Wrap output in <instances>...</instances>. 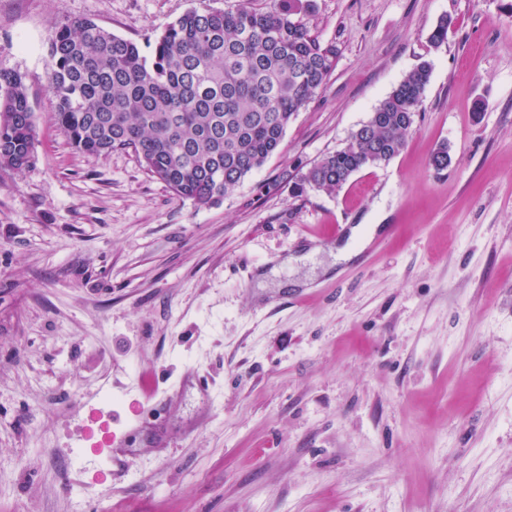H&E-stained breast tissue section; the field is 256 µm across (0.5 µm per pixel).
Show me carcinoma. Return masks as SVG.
I'll use <instances>...</instances> for the list:
<instances>
[{
	"instance_id": "carcinoma-1",
	"label": "carcinoma",
	"mask_w": 512,
	"mask_h": 512,
	"mask_svg": "<svg viewBox=\"0 0 512 512\" xmlns=\"http://www.w3.org/2000/svg\"><path fill=\"white\" fill-rule=\"evenodd\" d=\"M299 2L189 10L149 59L90 19L62 22L48 45L52 118L78 152L130 149L178 199L216 203L278 151L290 120L335 67L336 44L311 33ZM429 78L427 63L408 72L345 147L301 176L300 189L334 194L397 156ZM36 137L23 77L0 72V169L32 165Z\"/></svg>"
}]
</instances>
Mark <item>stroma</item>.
<instances>
[{
    "label": "stroma",
    "instance_id": "1",
    "mask_svg": "<svg viewBox=\"0 0 512 512\" xmlns=\"http://www.w3.org/2000/svg\"><path fill=\"white\" fill-rule=\"evenodd\" d=\"M239 3L0 0V71L37 129L33 165L0 170V512H512V0H312L336 67L212 205L132 151L71 147L48 89L60 21L148 55L188 10ZM424 61L403 150L294 194ZM340 224L380 246L337 261ZM172 389L173 447L105 463L82 442L90 412L120 433Z\"/></svg>",
    "mask_w": 512,
    "mask_h": 512
}]
</instances>
